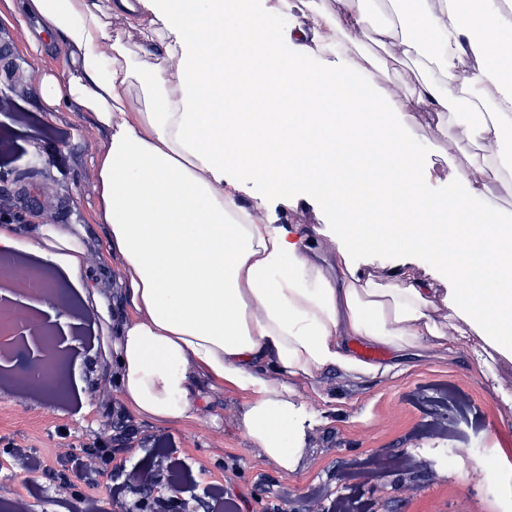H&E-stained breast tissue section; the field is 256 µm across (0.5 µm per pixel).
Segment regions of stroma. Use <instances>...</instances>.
Returning <instances> with one entry per match:
<instances>
[{
	"mask_svg": "<svg viewBox=\"0 0 512 512\" xmlns=\"http://www.w3.org/2000/svg\"><path fill=\"white\" fill-rule=\"evenodd\" d=\"M11 53L0 59V96L44 125L47 138H20L12 161L0 163V210L19 215L16 238L35 244L32 224L82 225L87 243L85 272L108 317L70 304L41 309L55 329L71 320L93 322L96 332L80 353H66L61 372L83 384V403L66 396L41 398L24 375L0 360V512L21 501L31 512L91 500L113 512L112 491L122 487L128 512L145 495L155 512H168L179 497L183 512H210L211 491L220 486L234 512H332L342 498L356 497L370 512H512V404L498 388L512 390V362L501 360L487 375L471 366L472 337L454 342L447 358L400 359L394 371L364 376L332 369L294 380L298 400L317 415L294 471H283L247 438L241 423L245 398L235 388L197 379L202 395L187 420L160 424L137 415L119 393L112 344L129 317L120 261L107 251L100 220L97 162L106 134L67 102L46 104L41 80L63 74L70 50L39 34L22 15L19 0H0V42ZM37 161L41 207L31 211L18 172ZM280 223L322 227L339 223L305 184L289 186L279 200ZM435 417L442 433H429ZM166 443L183 475L174 484L157 465L156 447ZM105 449L111 463L91 456ZM413 458V466L384 469L359 480L354 471L374 461ZM493 479H485V468Z\"/></svg>",
	"mask_w": 512,
	"mask_h": 512,
	"instance_id": "stroma-1",
	"label": "stroma"
}]
</instances>
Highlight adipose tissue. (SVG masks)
<instances>
[{
  "instance_id": "adipose-tissue-1",
  "label": "adipose tissue",
  "mask_w": 512,
  "mask_h": 512,
  "mask_svg": "<svg viewBox=\"0 0 512 512\" xmlns=\"http://www.w3.org/2000/svg\"><path fill=\"white\" fill-rule=\"evenodd\" d=\"M403 29L368 26L361 0L346 11L322 0H117L114 9L156 49L145 63L112 33L102 0H21L27 15L73 51L62 77H47L49 104L78 106L108 137L98 161L99 211L109 253L120 260L130 318L115 343L120 394L158 422L193 416L194 376L239 390L255 447L294 470L314 411L292 380L340 368L385 374L392 364L358 357L352 343L399 354L447 352L450 335L482 342L475 368L512 357V21L499 0H411ZM290 16L268 34L270 15ZM416 83L401 92L398 62ZM465 101L470 146L459 188L437 196V170L407 116L425 113L435 140L448 108ZM382 182L405 223L364 224V193L337 168ZM268 193H251L252 181ZM307 182L344 218L326 229L275 223L271 198ZM21 246L0 226L13 286L54 263L61 287L84 295L80 228L36 224ZM330 236L332 251L320 247ZM404 245L436 280L381 279L360 268ZM448 284L439 291L436 281ZM444 297L447 316L435 300Z\"/></svg>"
}]
</instances>
